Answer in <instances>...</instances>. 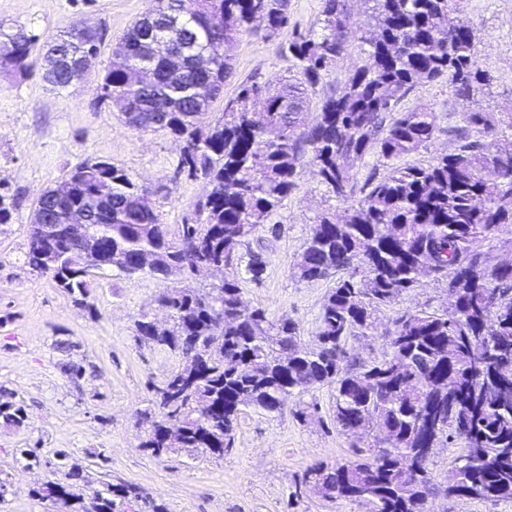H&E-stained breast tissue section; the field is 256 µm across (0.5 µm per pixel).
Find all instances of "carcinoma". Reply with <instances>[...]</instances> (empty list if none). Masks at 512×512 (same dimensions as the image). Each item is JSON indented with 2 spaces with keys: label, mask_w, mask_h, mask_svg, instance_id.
<instances>
[{
  "label": "carcinoma",
  "mask_w": 512,
  "mask_h": 512,
  "mask_svg": "<svg viewBox=\"0 0 512 512\" xmlns=\"http://www.w3.org/2000/svg\"><path fill=\"white\" fill-rule=\"evenodd\" d=\"M363 2V64L309 122L311 92L348 50L353 0H322L317 28L282 47L288 76L242 87L217 118L210 102L231 74L238 35L260 26L276 34L288 22L289 0H150L113 48L99 97L128 126L153 130L161 120L186 143L178 166L205 182L194 219L171 235L160 214L138 201L142 186L133 176L105 160L87 161L68 173L67 199L54 187L39 196L45 225L30 227L27 264L78 304L86 302L89 278L105 268L162 281L199 266L226 269L241 261L240 248L270 223L307 166L344 205L339 218L317 217L293 271L307 282L344 273L323 301L314 347L299 344L295 322L241 308L236 272L205 291L163 293L158 303L169 327L143 315L138 336L184 363L154 388L160 415L141 447L156 457L175 448L221 457L242 408L279 415L286 399L330 384L340 431L368 439L383 425L395 442H368L343 461L310 465L304 478L323 497L370 499L376 512H426L428 467L414 480L408 472L426 451L458 443L448 497L512 500V270L485 259L490 242L512 236V148L497 143L512 129V112L470 109L452 151L426 165L399 164L438 131L432 108L398 109L410 91L446 80L468 101L489 76L463 17L466 0ZM171 13L190 23L167 34L171 54L163 57L154 54L153 38ZM48 53L79 63L98 57L77 22L42 43L24 25H0L1 74H26ZM255 93L265 100L258 116L248 105ZM371 152L388 172L359 188L357 167ZM73 206L85 209L87 227L57 243L52 226L68 223ZM86 248L102 252L103 263L71 260L70 251ZM424 259L432 277L447 281L446 305L397 311L382 358L348 356V339L376 334L377 312L415 287ZM0 417L19 426L26 413L5 402ZM43 492L60 512H120L140 498L124 483L88 499L55 482Z\"/></svg>",
  "instance_id": "1"
}]
</instances>
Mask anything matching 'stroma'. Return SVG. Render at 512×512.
Wrapping results in <instances>:
<instances>
[{
	"label": "stroma",
	"mask_w": 512,
	"mask_h": 512,
	"mask_svg": "<svg viewBox=\"0 0 512 512\" xmlns=\"http://www.w3.org/2000/svg\"><path fill=\"white\" fill-rule=\"evenodd\" d=\"M149 0H0V23L24 25L40 37L85 21L105 29L97 64L76 84L50 88L39 72L0 74V193L15 203L10 223L0 224V394L22 404V426L0 421V512H56L42 489L64 484L89 496L108 485L139 488L164 512H367L364 503L323 498L303 481L316 461L344 459L351 439L333 421L335 392L325 385L291 397L283 414L247 407L223 456L175 449L155 457L141 442L143 413H157L154 388L182 360L178 354L140 339L136 322L146 316L165 324L157 299L172 288L206 289L210 273L161 281L98 271L90 279L86 305H78L50 276L26 262L32 210L37 197L84 161L105 160L124 169L150 191L149 203L170 232H178L205 189L202 179L178 169L181 144L166 131L130 128L110 104L97 98L112 62V47ZM322 0H290L288 23L277 35L263 28L240 35L224 96L211 105L220 116L226 99L242 85L274 84L289 62L280 52L294 33L307 32L321 14ZM465 17L476 34L477 60L489 73L474 105L486 112L512 111V0H468ZM419 105L437 114L439 131L409 163L423 165L453 147L450 132L462 125L465 108L447 82L417 86L402 109ZM343 206L302 170L287 200L248 248L259 253V280L241 279L247 306L269 318L291 319L303 347L314 345L323 300L335 277L300 282L292 276L318 215ZM445 283L430 278L404 293L396 307L378 313L380 332L349 340L360 360L381 358L396 309H440ZM80 369L79 378L66 369ZM310 408L306 421L293 412ZM458 448L436 449L429 471L438 493L434 512H512V501L448 498L443 493Z\"/></svg>",
	"instance_id": "stroma-1"
}]
</instances>
